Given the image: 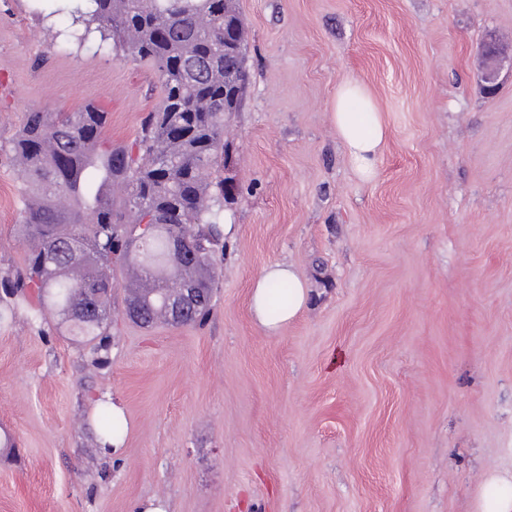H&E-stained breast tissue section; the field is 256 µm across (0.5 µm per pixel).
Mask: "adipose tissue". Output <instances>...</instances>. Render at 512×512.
<instances>
[{"mask_svg":"<svg viewBox=\"0 0 512 512\" xmlns=\"http://www.w3.org/2000/svg\"><path fill=\"white\" fill-rule=\"evenodd\" d=\"M332 120L354 172L362 181H371L387 131L363 82L351 79L340 85L333 103ZM277 283L285 286L284 297H276L273 286ZM310 297L307 281L292 264L273 262L250 284V316L264 332L274 335L307 307ZM476 512H512V472L486 476Z\"/></svg>","mask_w":512,"mask_h":512,"instance_id":"adipose-tissue-1","label":"adipose tissue"}]
</instances>
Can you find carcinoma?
Segmentation results:
<instances>
[{
  "label": "carcinoma",
  "instance_id": "1",
  "mask_svg": "<svg viewBox=\"0 0 512 512\" xmlns=\"http://www.w3.org/2000/svg\"><path fill=\"white\" fill-rule=\"evenodd\" d=\"M73 37L99 39L150 63L163 98L129 144L106 137L108 112L33 110L10 142L22 171L21 234L26 263L4 282L12 300L0 326L27 303L34 317L53 310L74 336L91 343L112 325L114 273L124 275V307L140 304L135 324L170 323L167 301L185 282L202 304L184 323L204 321L222 278L224 181L209 169L224 157V86L245 82L243 48L224 52V26L242 19L231 0H78ZM69 200L63 207L59 200ZM186 256L172 257L170 239ZM99 434L107 448L124 425L103 405Z\"/></svg>",
  "mask_w": 512,
  "mask_h": 512
}]
</instances>
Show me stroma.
<instances>
[{
	"label": "stroma",
	"mask_w": 512,
	"mask_h": 512,
	"mask_svg": "<svg viewBox=\"0 0 512 512\" xmlns=\"http://www.w3.org/2000/svg\"><path fill=\"white\" fill-rule=\"evenodd\" d=\"M250 71L224 134L236 233L202 324L145 329L115 296L103 363L56 313L0 329V512H475L512 470V0H237ZM47 0H0V278L24 267L26 115L108 113L132 142L155 69ZM503 49L495 91L483 41ZM365 83L388 129L372 181L332 103ZM293 264L309 306L278 335L249 285ZM111 393L128 428L98 440Z\"/></svg>",
	"instance_id": "stroma-1"
}]
</instances>
